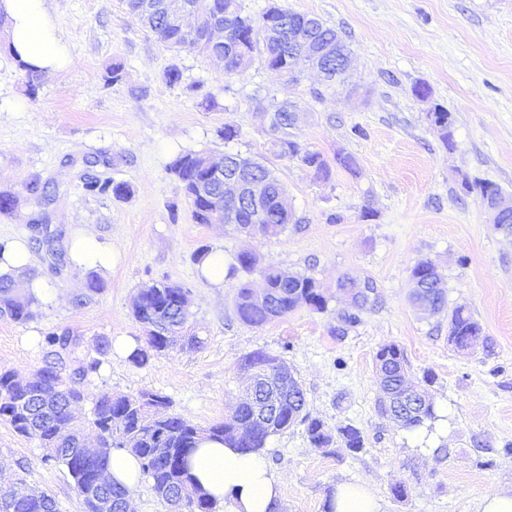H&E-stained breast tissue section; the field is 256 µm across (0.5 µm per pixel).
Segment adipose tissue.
Here are the masks:
<instances>
[{
	"label": "adipose tissue",
	"mask_w": 512,
	"mask_h": 512,
	"mask_svg": "<svg viewBox=\"0 0 512 512\" xmlns=\"http://www.w3.org/2000/svg\"><path fill=\"white\" fill-rule=\"evenodd\" d=\"M0 19L5 22L0 47L13 58L43 72L54 71L62 63L65 46L47 0H0ZM31 263L27 246L12 242L0 252V275L20 280L24 293L44 296L41 282L26 275ZM190 472L204 492L225 505L226 512H278L284 478L267 467L261 451L205 439L190 458ZM330 508L332 512H383L365 481L339 485Z\"/></svg>",
	"instance_id": "adipose-tissue-1"
}]
</instances>
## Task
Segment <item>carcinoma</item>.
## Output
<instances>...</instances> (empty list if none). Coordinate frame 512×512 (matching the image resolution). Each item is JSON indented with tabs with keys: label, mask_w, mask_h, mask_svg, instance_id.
Masks as SVG:
<instances>
[{
	"label": "carcinoma",
	"mask_w": 512,
	"mask_h": 512,
	"mask_svg": "<svg viewBox=\"0 0 512 512\" xmlns=\"http://www.w3.org/2000/svg\"><path fill=\"white\" fill-rule=\"evenodd\" d=\"M206 10L212 15L232 17L238 21V29L233 35L231 45L218 49L224 55V71L240 75L251 66L254 55L260 54L270 68H287L290 51L301 49L312 41L326 50L328 65L323 87L327 91H336L347 83L342 76L341 57L349 55V48L335 29L328 26L319 17H314V26L305 28L302 14L272 5L258 17L252 18L241 13L239 0H202ZM280 20L288 24L289 30L283 31L280 40L269 44L264 49L255 46L248 33L261 30L270 21ZM148 31L157 41L175 51L187 50L197 55L213 58V51L203 47H193L184 43L177 33L167 27L160 18L148 27ZM292 121L288 107L280 106L273 111L271 131L276 133L273 146L281 157L299 158L316 180L327 182L331 178V166L318 151L302 149L290 132ZM206 153L188 151L181 153L168 167L185 190L191 202L194 219L199 224H211L215 215L224 209V188L221 183L210 179L204 165ZM224 174H244L266 182L273 195L286 193L281 181L265 164L258 163L253 168L238 169L227 167ZM207 184L209 189L201 194L198 187ZM88 189L100 193L110 192L113 196L123 198L128 195L129 187L124 183L98 179L87 181ZM468 191L479 190L482 202L487 204L500 196L499 189L489 183L476 181L463 182ZM294 215L273 204L269 206L264 217L257 221L259 235L271 238L282 234L293 223ZM257 264V258L250 252L237 255L236 263L227 269L225 278L234 279L241 272L249 273ZM434 265L420 261L413 270L412 302L418 307L430 306L441 312L447 307L445 282L432 273ZM264 286L269 291V301L263 305L255 303L253 289L246 282H241L236 291V311L240 320L249 326H262L274 317H282L299 307L307 306L314 310L325 308L326 299L319 286L309 277L298 273L286 274L281 267L268 266L263 270ZM338 289L352 290L348 306L337 313L339 335L344 336L355 329L361 322V316L370 304V284L359 286L353 281L343 280ZM17 283L6 275L0 276V318L17 323L34 319L38 311L37 301L29 299L21 302L16 298ZM138 300L132 304V314L140 323L151 322L160 326L153 336L145 337V346L132 358L133 364L142 367L151 357L169 351V337L179 333L188 321L184 289L178 285L154 281L145 284L136 292ZM483 329L472 314L463 306L448 313V337L481 336ZM49 361L41 372L51 382L46 396L36 400H24L25 392L18 385L14 371L0 368V422L8 424L19 436L29 438L33 435L40 439L56 441V447L44 454L47 462H54L66 468L73 481L77 495L82 499L85 512H98L89 497L90 475L101 467L108 468L110 456L100 460L89 461L81 457L72 439L62 438L57 433L56 423L73 416L71 401H79L83 392L79 387L81 381L97 373L100 357L106 355L111 343L104 342L97 349L98 356L78 360L73 369L74 379L65 381L59 366L64 363V356L74 351L77 342L72 337L49 333L44 337ZM410 366L404 351L395 343L381 345L374 358L375 377H383L380 392L401 387L416 389L431 380L430 375L423 377V382L414 383L409 375ZM434 418L433 402H419L410 405L401 416V423L408 429L421 426L424 421ZM233 417L222 423L202 429L191 420L170 411L167 397L153 391H141L136 395H114L102 392L92 402L91 415L84 420H75L74 432L77 434H112V448L128 450L141 461L142 472L149 478L156 498L165 508L180 500L183 493H195L193 512H212L214 502L210 500L192 481L189 473V459L198 447L199 440L208 436L213 439L234 441L236 437L229 433ZM300 424L304 426L310 444L315 448H328L338 444L353 452L363 448L361 431L352 424H340L329 428L326 423L311 416L306 410V398L302 387H297L290 398H285L278 405L276 416L270 429L252 442L239 443L245 449L265 447L267 439L284 430ZM105 497L111 504L109 512H123L126 509L130 490L113 483ZM0 512H58L54 497L43 492L38 498L25 492L17 493L12 499L0 500Z\"/></svg>",
	"instance_id": "carcinoma-1"
}]
</instances>
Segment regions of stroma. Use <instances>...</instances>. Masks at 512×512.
Returning <instances> with one entry per match:
<instances>
[{
	"instance_id": "stroma-1",
	"label": "stroma",
	"mask_w": 512,
	"mask_h": 512,
	"mask_svg": "<svg viewBox=\"0 0 512 512\" xmlns=\"http://www.w3.org/2000/svg\"><path fill=\"white\" fill-rule=\"evenodd\" d=\"M278 2L345 37L351 89L318 100L314 73L290 83L258 58L244 76L228 75L216 62L164 47L122 0H54L68 58L36 86L0 53V194L18 199L0 211V241L30 242L31 276L66 296L42 302L26 323L0 319V367L33 374L45 364L43 338L51 332L79 344L64 363L67 377L101 340H143L132 297L165 280L187 290L188 326L202 348H176L142 368L107 353L82 383L80 414L89 415L100 393L150 389L199 426L224 422L245 386L243 357L263 350L291 368L312 416L332 428L352 424L364 436L356 453L312 447L300 425L271 436L264 459L286 476L279 512H325L337 485L361 479L370 480L384 512H477L485 494L512 487V234L494 228L479 193L463 182L492 183L512 200V0ZM116 63L123 66L117 82ZM174 67L176 85L166 79ZM419 84L430 88L428 98L413 95ZM259 88L298 104L303 148L331 160L351 155L355 171L334 168L325 183L299 160L276 157L273 135L256 116ZM437 106L449 115L452 143L427 119ZM227 123L239 128L238 139L220 137ZM189 150L267 162L287 189L295 224L268 239L196 223L182 184L167 172ZM89 160L100 178L128 184V195L89 191ZM35 179L50 184L51 204L29 194ZM366 207L373 218H362ZM40 212L56 248L69 250L84 230L111 247V267L93 272L102 289L91 299L83 297L87 267L70 261L52 269L45 250L32 245L29 220ZM333 214L338 222H330ZM202 247L223 252L228 263L255 253L259 267L246 279L256 287L270 264L311 277L326 307L248 326L237 316L235 282L213 285L195 263ZM421 259L437 265L449 306L467 307L493 353L457 351L447 315L413 306L410 270ZM342 278L374 291L361 325L339 336ZM391 342L403 348L414 377L434 376L436 417L413 430L376 408L374 355ZM1 459L9 477L49 491L59 512H84L66 469L44 462L35 440L0 422ZM397 485L405 498L394 497Z\"/></svg>"
}]
</instances>
